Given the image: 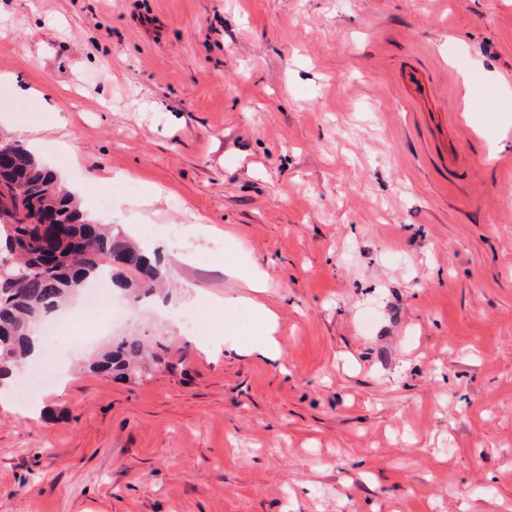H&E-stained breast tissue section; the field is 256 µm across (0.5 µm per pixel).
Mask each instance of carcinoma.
Wrapping results in <instances>:
<instances>
[{"mask_svg":"<svg viewBox=\"0 0 512 512\" xmlns=\"http://www.w3.org/2000/svg\"><path fill=\"white\" fill-rule=\"evenodd\" d=\"M16 256L0 275V374L28 364L34 326L102 274L112 287L151 293L165 278L158 262L106 224L87 217L25 146L0 144V235ZM139 275L130 284L124 271ZM144 340L134 334L112 341L90 364L118 379L141 377Z\"/></svg>","mask_w":512,"mask_h":512,"instance_id":"carcinoma-1","label":"carcinoma"}]
</instances>
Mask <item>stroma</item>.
Instances as JSON below:
<instances>
[{
    "label": "stroma",
    "instance_id": "obj_1",
    "mask_svg": "<svg viewBox=\"0 0 512 512\" xmlns=\"http://www.w3.org/2000/svg\"><path fill=\"white\" fill-rule=\"evenodd\" d=\"M2 90L171 288L149 379L103 335L0 406V512H512V0H0ZM258 271L277 362L214 305ZM145 353L144 340L137 335L130 334L112 341L90 364L93 372L105 375L115 374L118 379L130 376L142 377L148 374L143 365L142 358Z\"/></svg>",
    "mask_w": 512,
    "mask_h": 512
}]
</instances>
